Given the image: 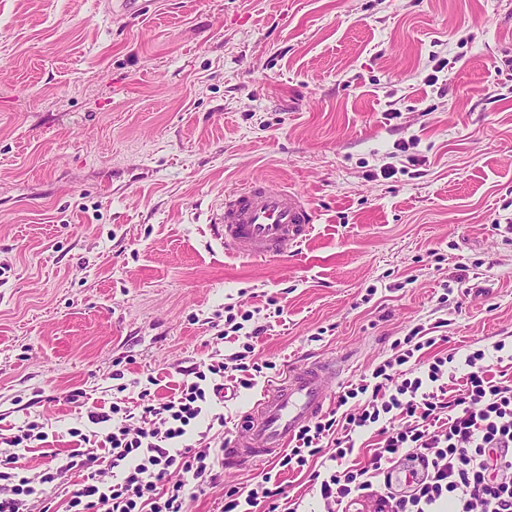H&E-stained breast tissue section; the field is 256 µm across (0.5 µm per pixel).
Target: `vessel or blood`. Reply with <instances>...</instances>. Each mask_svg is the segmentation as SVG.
<instances>
[{
    "label": "vessel or blood",
    "mask_w": 512,
    "mask_h": 512,
    "mask_svg": "<svg viewBox=\"0 0 512 512\" xmlns=\"http://www.w3.org/2000/svg\"><path fill=\"white\" fill-rule=\"evenodd\" d=\"M314 211L305 196L272 180L256 177L224 193L212 219L211 232L225 254L252 260L285 256L312 233ZM343 367L331 360L289 363L282 377L224 441V461L249 468L278 453L296 433L320 415L334 393Z\"/></svg>",
    "instance_id": "1"
}]
</instances>
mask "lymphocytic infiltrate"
Returning a JSON list of instances; mask_svg holds the SVG:
<instances>
[{"label": "lymphocytic infiltrate", "mask_w": 512, "mask_h": 512, "mask_svg": "<svg viewBox=\"0 0 512 512\" xmlns=\"http://www.w3.org/2000/svg\"><path fill=\"white\" fill-rule=\"evenodd\" d=\"M434 344L431 338L416 342L375 368L370 379L349 385L337 400L344 409L341 421L306 425L280 459V466L304 469L324 455L323 441L334 424L342 425L330 465L316 484L327 512L363 496L372 500L374 512H512V384L488 378L487 354L476 349L465 357L461 389L447 396L442 380L454 357L422 358V350ZM261 370L237 352L229 361L193 369L170 399L146 401L137 413L115 405L94 416L103 427L96 435L98 452L74 450L64 465L89 472L71 491L66 512H185L187 491L200 492L214 482L219 454L209 447H182V440L206 405L223 400L225 381L248 389ZM120 413L125 422L111 423V415ZM391 417L398 426L385 427ZM376 424L382 439L368 465H347L354 434ZM34 431L27 426L0 452V512H25L28 497L36 493L24 476L26 457L18 451ZM100 462L118 472V479L103 483L92 476V466ZM281 493L267 474L254 488L228 490L223 512L259 506L278 512Z\"/></svg>", "instance_id": "f902f5d3"}]
</instances>
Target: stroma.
I'll return each instance as SVG.
<instances>
[{
    "mask_svg": "<svg viewBox=\"0 0 512 512\" xmlns=\"http://www.w3.org/2000/svg\"><path fill=\"white\" fill-rule=\"evenodd\" d=\"M140 3L0 0V438L42 426L29 478L90 415L248 344L271 368L209 407L212 446L294 359L348 355L349 385L417 327L512 350V0ZM256 176L316 215L265 262L210 230ZM228 307L254 313L230 337ZM272 470L279 512H320L309 471L270 461L187 512Z\"/></svg>",
    "mask_w": 512,
    "mask_h": 512,
    "instance_id": "35a3bbf8",
    "label": "stroma"
}]
</instances>
